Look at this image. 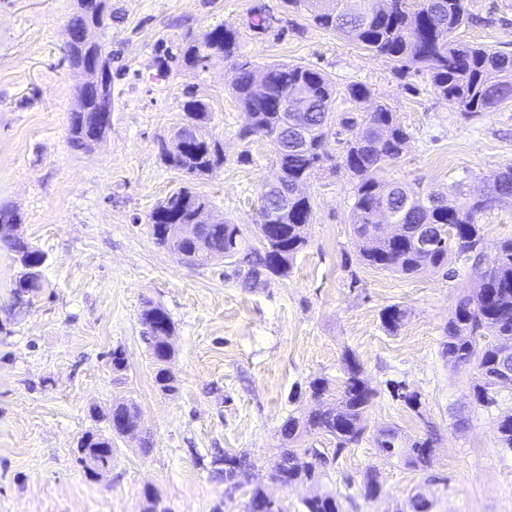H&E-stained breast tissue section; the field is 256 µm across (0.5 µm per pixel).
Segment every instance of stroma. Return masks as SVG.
I'll list each match as a JSON object with an SVG mask.
<instances>
[{"mask_svg": "<svg viewBox=\"0 0 512 512\" xmlns=\"http://www.w3.org/2000/svg\"><path fill=\"white\" fill-rule=\"evenodd\" d=\"M473 12L499 23L464 27L461 41L512 52V0H469ZM271 18L250 29L253 8ZM75 0H0V210L21 220L24 237L45 252L46 287L15 307L20 271L0 244V512H139L145 486L166 512H243L248 488H228L211 470L217 452L246 456L257 469L274 461L280 427L309 402L308 384L327 380L338 393L345 354H353L375 392L364 419L366 438L346 451L319 483H267L285 512L305 498L336 495L342 512H404L420 493L431 512H512V449L498 440L500 417L512 410V386L477 404L474 371L442 355V329L459 297L475 286L467 257L450 255L448 274L413 277L362 264L353 234V182L324 169L306 186L313 205L309 243L285 277L242 287L232 266H190L156 244L148 216L187 186L209 201L213 218L252 236L263 182L274 170L271 146L241 139L247 117L223 57L157 74L160 57L178 53L227 23L240 32L239 53L259 66L309 65L339 85L360 82L397 112L409 134L387 168L395 180L469 195L492 170L512 165V104L480 117L449 109L426 76H398L392 63L288 11L283 0H112L104 42L112 50V120L92 150L75 149L69 116L83 75L63 47ZM209 100L208 128L224 149L214 174L188 178L168 168L160 141L173 137L189 94ZM175 324L170 363L180 380L162 393L141 338L145 301ZM411 312L388 332L382 310ZM121 349L127 370L113 374ZM418 397L408 407L397 387ZM133 400L150 436L114 437L112 467L90 478L79 464L78 438L100 423L92 406ZM394 426L403 437L434 434L423 471L385 456L375 438ZM381 495L364 500L366 475Z\"/></svg>", "mask_w": 512, "mask_h": 512, "instance_id": "obj_1", "label": "stroma"}]
</instances>
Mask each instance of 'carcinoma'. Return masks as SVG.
<instances>
[{
  "label": "carcinoma",
  "mask_w": 512,
  "mask_h": 512,
  "mask_svg": "<svg viewBox=\"0 0 512 512\" xmlns=\"http://www.w3.org/2000/svg\"><path fill=\"white\" fill-rule=\"evenodd\" d=\"M76 10L66 23V52L71 67L83 73L84 32L99 36L112 14L102 15V0H76ZM288 7L306 13L316 26L360 44L375 57L383 58L401 71L413 69L428 76L436 96L448 107L470 116L492 112L512 102V53L457 39L463 27L486 26L491 18L471 11L468 0H361L358 12L343 9L344 0H286ZM240 32L220 24L200 42L187 43L184 64L193 67L212 56L232 62L236 70L234 95L248 123L242 137H257L275 153V169L261 187L262 205L256 223L259 247L241 246L237 224H216L201 236L196 231V216L207 201L183 187L173 197L157 204L149 216L155 241L188 264L206 266L213 261L231 259L249 284L248 273L288 274L294 257L308 243L307 230L313 217L310 197L297 190L323 168L319 152L323 137L341 129L347 133L341 167L357 179L352 213L353 233L360 246L361 261L380 270L407 276L421 273H448V256L456 251L473 260L476 288L459 299L444 328L442 353L456 369L480 363L482 383L473 386V399L480 405L494 402L500 376L499 351L512 345V238L502 240L495 255L482 250V225L479 217L493 205L512 201V166L492 171L485 178L488 193L465 201L443 196L438 205L422 201L423 190L406 186L383 176L384 165L401 156L408 133L399 116L381 101L369 112H336L334 102L342 95L359 104L372 99L371 90L359 83L340 89L324 73L298 64L254 66L238 53ZM80 110L71 113L70 142L78 149L97 144L96 129L103 113L112 111V89L105 97H84L77 87ZM184 123L197 135L179 140L171 149H161L166 166L190 177L208 175L224 165V151L207 129L210 104L192 97L184 104ZM288 188V205H282V187ZM395 216L404 232L389 235L387 227L375 221L380 208ZM181 226L176 238L165 234V225ZM414 224H433L441 237L431 250L420 252L406 228ZM20 219L0 212V243L12 252L25 254L37 262L46 253L35 248L19 233ZM45 288L43 276L14 282V292L35 296ZM410 311L398 304L385 308L384 327L396 332L404 327ZM142 337L156 366L155 383L165 393L178 389L179 380L169 369L174 357V323L161 306L147 300L140 315ZM346 378L341 394L332 398L323 378L309 382L312 405L300 415H288L280 432L285 444L271 466L269 478L283 484L314 482L320 472L336 465L337 459L365 437L363 415L374 393L358 376L356 360L344 356ZM92 416L106 423L104 431H87L77 442L80 462L96 476L112 465V435L140 434V447L151 446L141 428V415L135 403L116 399L107 409H91ZM324 435L335 442L332 448L301 447L304 437ZM503 447L512 448V413L502 416L498 425ZM378 448L389 457L405 460L413 468H425L434 447L432 436L411 443L402 440L395 428L376 437ZM211 466L224 482L235 486L253 473L255 465L244 456L224 454L213 458ZM269 496L255 483L243 512H267ZM304 512H341L336 497L316 495L303 501ZM139 512H159L158 497L147 486L143 489Z\"/></svg>",
  "instance_id": "cac0c4a2"
}]
</instances>
